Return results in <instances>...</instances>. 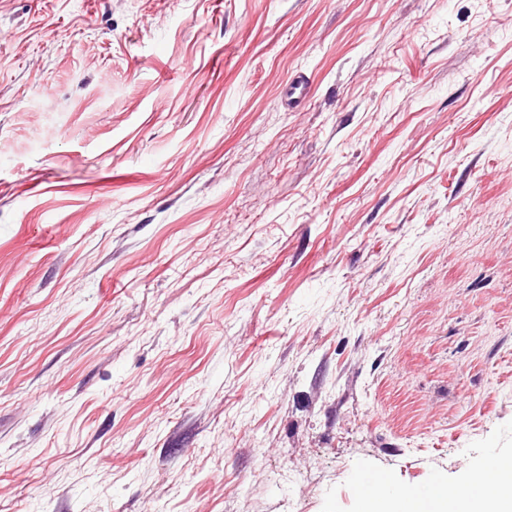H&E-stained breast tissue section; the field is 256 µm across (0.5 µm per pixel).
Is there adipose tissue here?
<instances>
[{"instance_id":"adipose-tissue-1","label":"adipose tissue","mask_w":512,"mask_h":512,"mask_svg":"<svg viewBox=\"0 0 512 512\" xmlns=\"http://www.w3.org/2000/svg\"><path fill=\"white\" fill-rule=\"evenodd\" d=\"M497 469L498 486L476 491L438 487L424 495L377 491L363 495V512H512V454L498 456Z\"/></svg>"}]
</instances>
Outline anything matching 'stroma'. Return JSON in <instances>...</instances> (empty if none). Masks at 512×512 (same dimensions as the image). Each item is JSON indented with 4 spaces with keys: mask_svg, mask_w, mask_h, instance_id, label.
<instances>
[{
    "mask_svg": "<svg viewBox=\"0 0 512 512\" xmlns=\"http://www.w3.org/2000/svg\"><path fill=\"white\" fill-rule=\"evenodd\" d=\"M502 453L512 0H0V512H360Z\"/></svg>",
    "mask_w": 512,
    "mask_h": 512,
    "instance_id": "35a3bbf8",
    "label": "stroma"
}]
</instances>
